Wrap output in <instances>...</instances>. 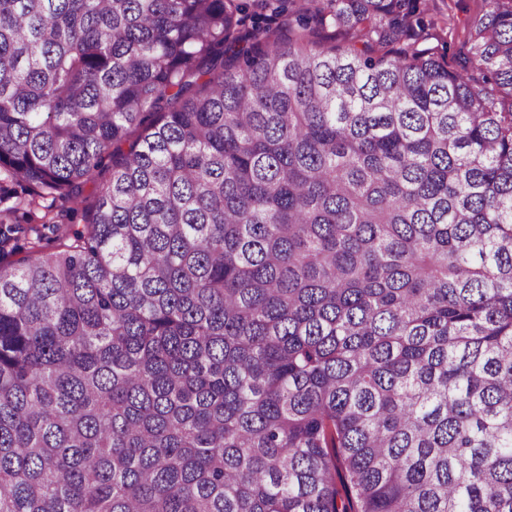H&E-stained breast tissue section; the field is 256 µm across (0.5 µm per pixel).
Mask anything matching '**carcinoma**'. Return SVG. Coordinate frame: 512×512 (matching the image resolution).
Instances as JSON below:
<instances>
[{"label":"carcinoma","instance_id":"1","mask_svg":"<svg viewBox=\"0 0 512 512\" xmlns=\"http://www.w3.org/2000/svg\"><path fill=\"white\" fill-rule=\"evenodd\" d=\"M0 0V512H512V0ZM129 149L122 150V144ZM424 19L430 22L428 32L436 34L426 46L435 56L448 62L449 69H458L462 62L467 39V23L481 14L483 0H422ZM4 175L1 177V198L3 196H14V198L10 199L7 205L13 204L14 207L18 209V212L13 219V222L17 224H26V214L25 212L28 210L27 200L24 199L22 194V190L19 186L14 183L3 180Z\"/></svg>","mask_w":512,"mask_h":512}]
</instances>
